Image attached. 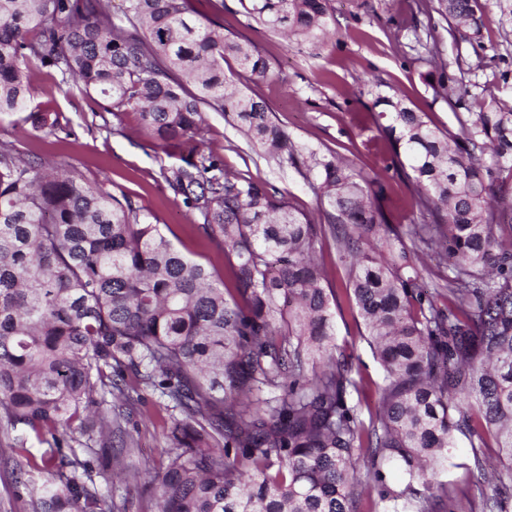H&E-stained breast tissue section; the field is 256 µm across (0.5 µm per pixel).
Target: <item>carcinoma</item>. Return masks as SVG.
Masks as SVG:
<instances>
[{
  "instance_id": "cac0c4a2",
  "label": "carcinoma",
  "mask_w": 512,
  "mask_h": 512,
  "mask_svg": "<svg viewBox=\"0 0 512 512\" xmlns=\"http://www.w3.org/2000/svg\"><path fill=\"white\" fill-rule=\"evenodd\" d=\"M210 2L213 18L194 0H125L116 22L104 0H0V113L27 110L30 74L48 68L70 90L96 92L113 131L135 107L161 145H190L159 176L233 282L218 285L106 181L0 141V420L46 445L16 477L24 512H112L98 483L118 467L154 485L143 512H358L360 488L376 494L375 512H444L452 496L438 476L457 432L472 448V483L491 486L467 512H512V202L496 188L512 173V106L468 111L444 64L425 81L457 109V131L396 92L376 98L429 219L399 230L378 173L302 152L267 103L226 76L229 57L252 80L270 67L252 42L224 34V0ZM330 2L240 0L258 25L304 40L326 33ZM432 9L452 38L484 27L477 0ZM204 107L293 166L320 219L202 148ZM27 119L59 127L54 113ZM328 233L384 371L374 396L336 344L339 303L317 257ZM424 252L448 270L431 293L420 288L433 273ZM140 388L177 412L164 461H100L124 418L106 396L130 406ZM64 436L82 449L64 452ZM485 448L500 466L486 467Z\"/></svg>"
}]
</instances>
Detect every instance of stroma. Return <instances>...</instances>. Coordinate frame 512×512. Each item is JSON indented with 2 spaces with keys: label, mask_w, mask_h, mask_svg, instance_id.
<instances>
[{
  "label": "stroma",
  "mask_w": 512,
  "mask_h": 512,
  "mask_svg": "<svg viewBox=\"0 0 512 512\" xmlns=\"http://www.w3.org/2000/svg\"><path fill=\"white\" fill-rule=\"evenodd\" d=\"M479 3L484 28L477 38H450L446 22L428 0H332L335 33L316 43L289 42L266 30L246 16L239 0H224L221 19L225 33L252 41L270 66L268 79L241 78L238 87L263 99L275 122L302 148L321 155L333 150L358 170L379 171L387 186L382 207L393 224L404 228L425 217L415 205L413 184L392 160L372 102L377 95L397 92L438 128L457 130L452 109L434 99L424 81L434 63L442 62L468 90L472 106L491 96L512 106V12L492 0ZM29 93L32 107L57 113L61 131L51 135L35 129L23 112L0 113V140L14 142L25 158L53 160L77 168L88 182L105 181L112 195L129 198L156 216L162 234L183 254L205 265H222L214 244L197 230L192 212L160 179V166L171 158L139 134L136 109L124 112V131L116 134L100 97L67 90L51 70L33 71ZM204 116L205 143L228 169L290 192L301 212L316 214L315 197L294 167L266 156L223 113L209 108ZM334 323L336 342L351 354L355 369L371 385L381 384L382 368L351 303L343 299ZM132 397L140 405L125 417L122 429L136 448L124 459L137 467L146 457L159 460L167 447L168 414L157 393L140 389ZM21 444L34 453L40 448L33 434L0 421V512H22L18 497L23 489L15 477L25 459L14 452ZM470 453L467 438L458 436L455 463L442 475L454 489L458 512H466L478 494L461 467Z\"/></svg>",
  "instance_id": "stroma-1"
}]
</instances>
